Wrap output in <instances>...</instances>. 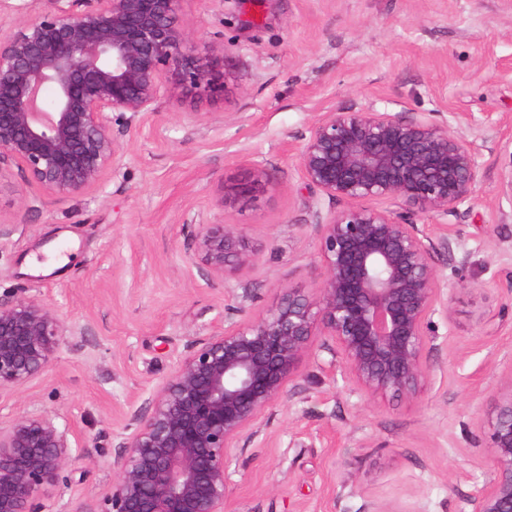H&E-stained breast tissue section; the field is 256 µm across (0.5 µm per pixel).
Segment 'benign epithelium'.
I'll return each instance as SVG.
<instances>
[{"label":"benign epithelium","mask_w":512,"mask_h":512,"mask_svg":"<svg viewBox=\"0 0 512 512\" xmlns=\"http://www.w3.org/2000/svg\"><path fill=\"white\" fill-rule=\"evenodd\" d=\"M184 0H50L0 29V169L14 166L46 195L99 187L124 158L112 124L155 111L162 98L216 89L220 48L200 45L178 22ZM55 92L51 107L42 92ZM479 149L440 112L374 105L316 121L297 155L308 185L343 207L313 210L322 271L310 295L281 289L278 303L243 323L196 338L153 388L145 413L119 434L112 482L71 512H224L227 458L256 436L270 409L296 389L300 362L328 350L368 397H415L435 349L434 317H449L448 280L434 256L456 258L446 219L483 177ZM269 181L256 164L249 194ZM366 200L376 207L362 205ZM196 250L222 277L253 260L244 228L201 224ZM68 335L37 298H0V393L24 388L54 365ZM492 478L476 512H512V381L487 420ZM78 434L57 416L23 412L0 425V512H43L49 490L84 479Z\"/></svg>","instance_id":"obj_1"}]
</instances>
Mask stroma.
Returning a JSON list of instances; mask_svg holds the SVG:
<instances>
[{"instance_id": "stroma-1", "label": "stroma", "mask_w": 512, "mask_h": 512, "mask_svg": "<svg viewBox=\"0 0 512 512\" xmlns=\"http://www.w3.org/2000/svg\"><path fill=\"white\" fill-rule=\"evenodd\" d=\"M181 26L223 46L224 89L159 100L113 128L125 157L101 188L47 196L0 170V297H35L69 328L54 367L0 394V422L56 414L77 432L89 473L49 491L68 512L112 480L117 435L146 410L191 338L241 323L285 287L312 293L322 266L311 207L338 204L303 181L297 153L327 113L375 105L440 112L478 137L484 176L469 209L450 214L466 266L436 255L449 319L416 399H371L304 360L299 387L261 434L233 449L226 512H475L492 473L484 425L512 378V0H185ZM197 113L195 123L184 115ZM263 165L253 197L237 184ZM244 227L253 263L209 276L192 226Z\"/></svg>"}]
</instances>
